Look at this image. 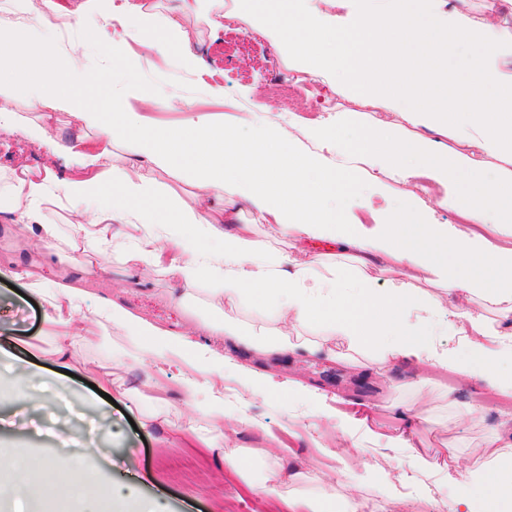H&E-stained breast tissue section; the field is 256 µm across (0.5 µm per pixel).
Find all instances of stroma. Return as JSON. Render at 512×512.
<instances>
[{"mask_svg": "<svg viewBox=\"0 0 512 512\" xmlns=\"http://www.w3.org/2000/svg\"><path fill=\"white\" fill-rule=\"evenodd\" d=\"M224 14L235 27L199 29L194 16L182 24L191 34L201 70L183 68L177 49H170L167 64L139 45H130L120 61L87 51L86 77L77 85L62 84V92L92 107H111L116 84L133 75L146 93L165 101L159 118L182 122L198 112H239L251 120L275 125L291 134L293 116L335 121L342 114L355 117L346 126L345 140L361 134L364 125L390 120V113L364 106L336 94L328 80L316 78L317 93L287 97L272 92L273 78L296 76L287 54L269 40L258 53L275 57V74L261 72L256 62L226 49L232 33H251L250 16L242 0H223ZM224 89L223 102H213L208 86ZM336 102L335 111L322 113L321 99ZM44 158L20 135L0 133V183L21 166H41ZM68 211L51 205L44 222L55 225L56 237L44 244L37 231L19 232L15 214L0 198V336L12 337L14 356L29 361L36 387L48 401L39 411H25L13 426H0V454L38 462L68 448L72 457L105 485L128 488L135 499L161 498L164 512H271L276 495L263 484L260 468H253L250 483L224 475V452L231 448L281 449V460L305 472L311 486L335 488L360 504V512H416V497L430 500L432 512H446L451 496L465 486V467L474 464L484 440L512 420V410L487 403L484 384L462 380L453 370L419 367L409 360L388 364L382 371L362 374L344 362L320 354L285 352L270 359L224 347V406L237 424L210 446L203 447L192 427H206L200 413L184 403L182 372L186 354H168L161 370H146L119 359L109 345L72 342L58 355L55 339L46 334L47 304L21 273L41 270L52 282L82 289L80 305L93 315L103 300L121 305L133 316L171 333L186 332L183 311L171 299L172 283L142 265L123 260V239H114L108 271L95 267V247L78 237ZM79 251H71V241ZM106 366L119 382L110 398L91 387L94 365ZM292 385V392L260 393L264 376ZM426 411L430 423L417 414ZM336 424L326 433L324 419ZM404 433L408 447H390L387 438ZM357 445L353 487L332 482L338 462L331 452L338 438ZM447 462L439 472L413 466L415 454ZM384 476L364 480L365 470L376 463Z\"/></svg>", "mask_w": 512, "mask_h": 512, "instance_id": "stroma-1", "label": "stroma"}]
</instances>
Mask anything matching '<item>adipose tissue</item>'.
Instances as JSON below:
<instances>
[{"label":"adipose tissue","instance_id":"obj_1","mask_svg":"<svg viewBox=\"0 0 512 512\" xmlns=\"http://www.w3.org/2000/svg\"><path fill=\"white\" fill-rule=\"evenodd\" d=\"M199 2L180 0L173 16L135 0L123 11L113 56L134 41L164 59L175 41L182 66L194 69L197 56L180 19L197 13ZM344 2L318 0L312 15L296 11L294 0L282 11L267 0L251 3L254 27L300 70L337 75V94L358 95L396 116L355 144L341 142L327 124L298 119V138L319 147L307 153L298 149V138L275 128L249 131L246 117L227 124L200 112L187 125H156L147 111L157 98L133 81L122 84L123 99L111 111L84 107L61 93L59 83L83 79L86 44L58 35L53 0H15L24 22H0V64L21 73L28 111L0 106V132H20L37 149L64 158L70 175L58 179L49 167L15 175L4 191L9 207L27 227L46 205L67 206L94 243L122 236L132 245L133 261L178 284L207 283L223 304L199 320V328L254 355L323 350L359 369L404 358L512 393V376L499 372L512 363V21L493 20L485 7L440 14L434 0H365L348 30L327 26ZM461 45L474 53L462 78L448 68L449 55ZM55 111L68 112L83 136L66 143L50 136ZM446 136L460 151H448ZM119 143L128 153L124 166L112 161ZM174 166L186 170L196 188L195 204L186 210L149 176ZM368 175L381 185L399 184L401 207L362 197ZM107 185L111 205L88 214L83 202ZM341 190L349 206L344 221L334 204ZM431 193L460 223L433 222L424 202ZM245 210L284 238L287 251L239 223ZM312 239L342 243L350 268L291 258ZM286 264L291 273H283ZM378 271L389 275L382 290L375 286ZM43 291L50 298L44 323L58 354L76 339L109 343L116 328L140 339L144 365L169 347L190 344L113 302L85 316L81 291L73 286L48 282ZM245 303L269 310L273 327L244 322L238 311ZM441 320L460 336L465 357L434 343ZM194 358L184 390L192 397L199 378L211 382L202 412L223 430L224 394L214 383L224 377V353L213 348ZM0 468L16 473L9 490L13 512H42L41 493L91 482L66 457L21 466L0 456ZM467 475L466 491L451 497L448 512L512 506V423L485 440L481 462ZM301 478L269 456L264 480L277 488L285 512H359L354 498L300 488Z\"/></svg>","mask_w":512,"mask_h":512}]
</instances>
